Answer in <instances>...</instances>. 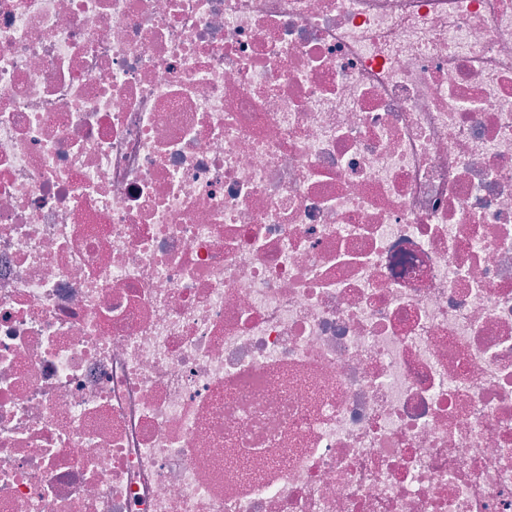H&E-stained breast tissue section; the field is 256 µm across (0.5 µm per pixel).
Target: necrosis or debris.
Returning a JSON list of instances; mask_svg holds the SVG:
<instances>
[{"label":"necrosis or debris","instance_id":"1","mask_svg":"<svg viewBox=\"0 0 512 512\" xmlns=\"http://www.w3.org/2000/svg\"><path fill=\"white\" fill-rule=\"evenodd\" d=\"M0 512H512V0H0Z\"/></svg>","mask_w":512,"mask_h":512}]
</instances>
